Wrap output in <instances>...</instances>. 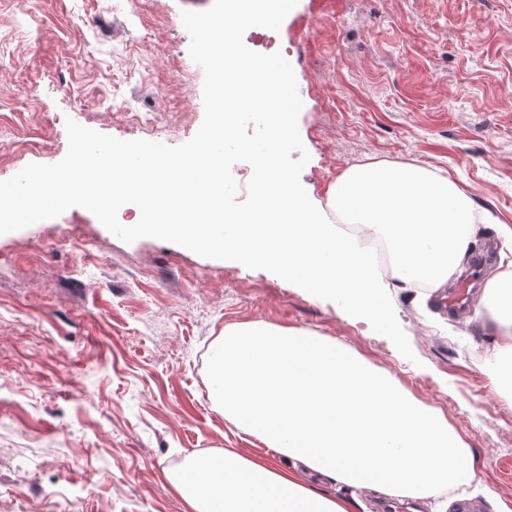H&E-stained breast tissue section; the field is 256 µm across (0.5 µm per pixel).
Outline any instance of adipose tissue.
<instances>
[{"label": "adipose tissue", "mask_w": 512, "mask_h": 512, "mask_svg": "<svg viewBox=\"0 0 512 512\" xmlns=\"http://www.w3.org/2000/svg\"><path fill=\"white\" fill-rule=\"evenodd\" d=\"M482 303L494 333L489 370L512 391L511 271L490 281ZM253 333L249 355L240 348L242 331L225 330L217 394L225 419L265 442L274 457L257 462L228 449L217 471L197 460L205 478L171 482L192 512H356L354 500L279 467V455L338 482L397 496L432 497L474 481V454L447 419L396 390L345 348L273 325ZM388 444L397 446V454L380 458ZM244 481L253 486L246 500L236 491Z\"/></svg>", "instance_id": "ef3b65f1"}]
</instances>
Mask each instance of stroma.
<instances>
[{"label":"stroma","instance_id":"1","mask_svg":"<svg viewBox=\"0 0 512 512\" xmlns=\"http://www.w3.org/2000/svg\"><path fill=\"white\" fill-rule=\"evenodd\" d=\"M213 0H0V181L68 150L65 123L178 146L204 117L181 13ZM293 46L310 160L328 190L352 166L412 163L467 194L462 261L512 272V0H298ZM414 359L370 323L277 275L158 238L126 243L88 210L0 234V512H187L169 475L265 444L216 407L210 357L257 324L336 341L440 411L476 455L448 495L512 512V396L488 373L483 308L463 321L430 289L383 280Z\"/></svg>","mask_w":512,"mask_h":512}]
</instances>
